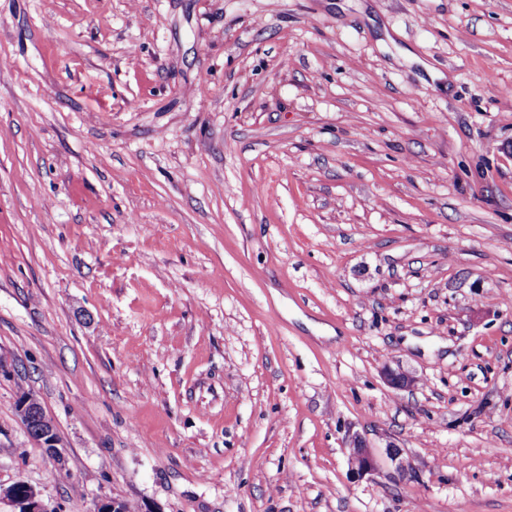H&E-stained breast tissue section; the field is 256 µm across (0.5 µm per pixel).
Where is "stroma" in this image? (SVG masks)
I'll use <instances>...</instances> for the list:
<instances>
[{
  "mask_svg": "<svg viewBox=\"0 0 512 512\" xmlns=\"http://www.w3.org/2000/svg\"><path fill=\"white\" fill-rule=\"evenodd\" d=\"M17 482L48 512H512V0H0ZM17 400L18 412L28 436L43 448H48L58 463L64 465V447L60 445L54 424L46 421L49 418L40 401L29 393H20ZM348 460L354 478H363L376 473L380 468L378 457L359 433H348Z\"/></svg>",
  "mask_w": 512,
  "mask_h": 512,
  "instance_id": "1",
  "label": "stroma"
}]
</instances>
